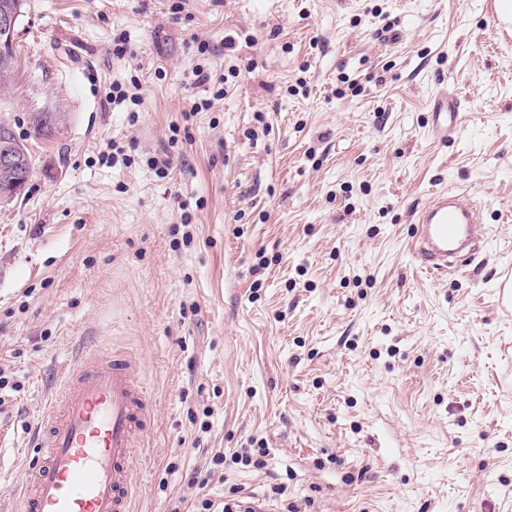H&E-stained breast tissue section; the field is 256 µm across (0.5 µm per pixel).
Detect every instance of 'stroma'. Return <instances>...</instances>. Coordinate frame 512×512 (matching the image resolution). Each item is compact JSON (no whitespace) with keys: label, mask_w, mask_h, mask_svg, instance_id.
I'll use <instances>...</instances> for the list:
<instances>
[{"label":"stroma","mask_w":512,"mask_h":512,"mask_svg":"<svg viewBox=\"0 0 512 512\" xmlns=\"http://www.w3.org/2000/svg\"><path fill=\"white\" fill-rule=\"evenodd\" d=\"M496 11L25 0L0 86V119L33 158L25 195L0 205V512L58 366L81 350L126 353L150 401L132 512L233 496L264 512H512V310L497 303L512 36ZM199 65L224 96L187 121ZM116 84L138 106L113 105ZM444 85L464 118L440 143L429 104ZM36 112L55 117L50 137ZM451 187L489 239L432 282L412 219ZM245 448L264 449L261 466L236 462Z\"/></svg>","instance_id":"stroma-1"}]
</instances>
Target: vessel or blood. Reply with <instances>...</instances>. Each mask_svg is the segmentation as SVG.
Masks as SVG:
<instances>
[{
	"instance_id": "b4317fda",
	"label": "vessel or blood",
	"mask_w": 512,
	"mask_h": 512,
	"mask_svg": "<svg viewBox=\"0 0 512 512\" xmlns=\"http://www.w3.org/2000/svg\"><path fill=\"white\" fill-rule=\"evenodd\" d=\"M462 111L456 94H436L433 139L447 141ZM482 244L477 205L468 194L442 191L415 212L411 250L422 274L445 275L461 251L473 255ZM57 381L38 415L39 452L16 492L18 512H130L135 448L149 414L130 358L118 351L92 365L76 358L60 367Z\"/></svg>"
}]
</instances>
